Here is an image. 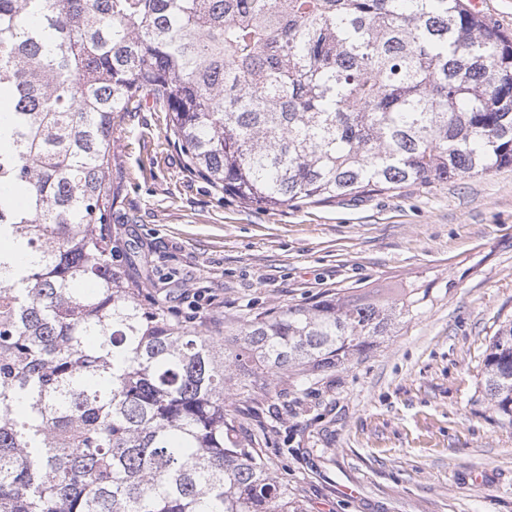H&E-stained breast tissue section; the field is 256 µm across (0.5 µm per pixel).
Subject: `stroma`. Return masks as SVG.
<instances>
[{"label": "stroma", "instance_id": "35a3bbf8", "mask_svg": "<svg viewBox=\"0 0 512 512\" xmlns=\"http://www.w3.org/2000/svg\"><path fill=\"white\" fill-rule=\"evenodd\" d=\"M119 268L144 303L201 289L214 337L336 293L427 290L350 363L229 398L308 512H512V425L483 361L512 318V166L294 206L247 205L194 171L152 103L112 119Z\"/></svg>", "mask_w": 512, "mask_h": 512}]
</instances>
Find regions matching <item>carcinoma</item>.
Wrapping results in <instances>:
<instances>
[{
	"instance_id": "cac0c4a2",
	"label": "carcinoma",
	"mask_w": 512,
	"mask_h": 512,
	"mask_svg": "<svg viewBox=\"0 0 512 512\" xmlns=\"http://www.w3.org/2000/svg\"><path fill=\"white\" fill-rule=\"evenodd\" d=\"M152 99L258 206L512 166V38L464 0H0V512H306L226 399L310 375L427 297L290 306L219 340L114 266L112 115ZM512 425V319L484 359Z\"/></svg>"
}]
</instances>
